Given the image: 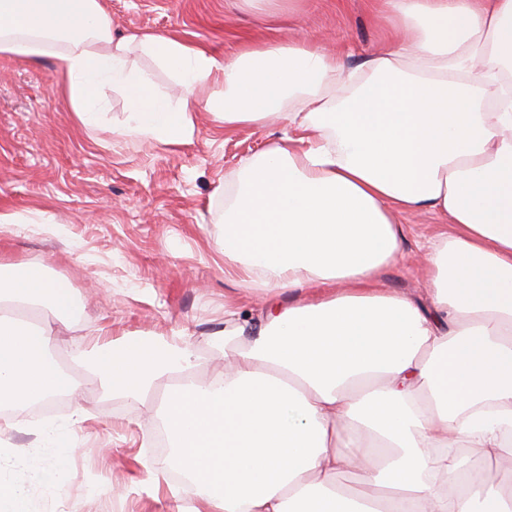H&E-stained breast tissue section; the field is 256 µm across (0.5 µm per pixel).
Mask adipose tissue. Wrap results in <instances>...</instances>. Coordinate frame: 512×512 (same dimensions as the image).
<instances>
[{"label": "adipose tissue", "instance_id": "ef3b65f1", "mask_svg": "<svg viewBox=\"0 0 512 512\" xmlns=\"http://www.w3.org/2000/svg\"><path fill=\"white\" fill-rule=\"evenodd\" d=\"M381 2L396 35L350 68L307 35L225 56L114 37L103 0H0V56H52L82 125L109 84L130 104L122 135L148 144L189 142L202 112L287 126L224 198V262L265 295L248 317L224 305L212 345L232 363L200 379L191 342L128 337L89 364L139 402L168 381L170 512H512V487L469 464L512 457V0ZM136 48L176 94L132 68ZM419 211L450 225L423 246L424 305L380 281L399 214ZM40 305L77 317L66 281L0 264L1 406L81 389L25 314ZM38 435L52 486L74 444L63 424Z\"/></svg>", "mask_w": 512, "mask_h": 512}]
</instances>
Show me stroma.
Instances as JSON below:
<instances>
[{
	"mask_svg": "<svg viewBox=\"0 0 512 512\" xmlns=\"http://www.w3.org/2000/svg\"><path fill=\"white\" fill-rule=\"evenodd\" d=\"M105 6L115 34H176L223 54L248 39L285 41L304 33L327 49L346 47L353 67L389 37L377 0H285L274 16L243 0H105ZM62 83L52 57H0V214L31 218L0 225V262L43 266L71 284L82 305L78 324L63 325L46 308L38 317L74 379L88 376V344L97 335L166 340L184 330L204 369L221 364L211 335L224 326L225 301L252 307L260 299L224 269L218 241L225 185L246 159L280 141L282 123L228 132L204 113L188 144L148 147L120 134L129 110L121 93L103 88L98 121L85 127L60 93ZM42 213L53 223H35ZM400 222L403 256L385 269L383 283L423 301L428 282L420 246L442 232V221L421 212ZM162 394L155 389L135 404L100 389L82 399L62 395L39 415L30 405L11 409L15 427L0 433V444L18 452L11 474L27 483L33 512H169L166 490L152 473L164 431L157 412ZM79 410L76 451L57 486L30 482V468L46 454L33 423L71 420Z\"/></svg>",
	"mask_w": 512,
	"mask_h": 512,
	"instance_id": "obj_1",
	"label": "stroma"
}]
</instances>
